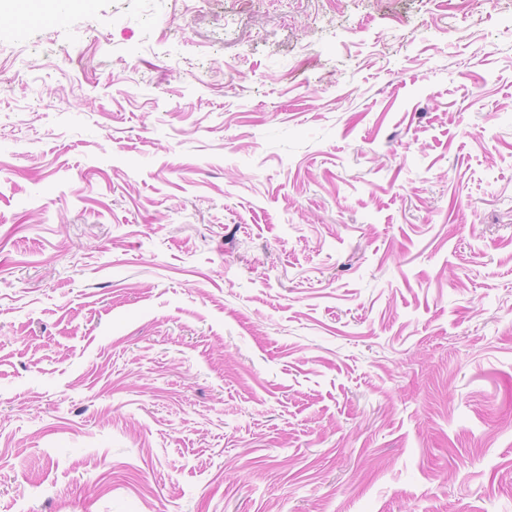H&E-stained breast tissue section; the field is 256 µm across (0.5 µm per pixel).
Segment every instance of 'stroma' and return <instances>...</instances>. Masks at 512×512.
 Masks as SVG:
<instances>
[{
	"mask_svg": "<svg viewBox=\"0 0 512 512\" xmlns=\"http://www.w3.org/2000/svg\"><path fill=\"white\" fill-rule=\"evenodd\" d=\"M0 512H512V0L0 22Z\"/></svg>",
	"mask_w": 512,
	"mask_h": 512,
	"instance_id": "35a3bbf8",
	"label": "stroma"
}]
</instances>
